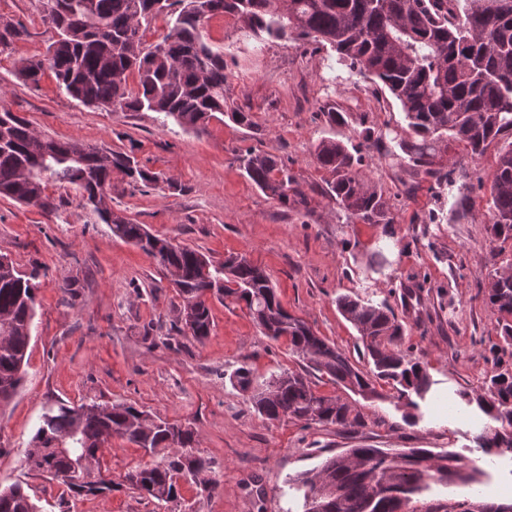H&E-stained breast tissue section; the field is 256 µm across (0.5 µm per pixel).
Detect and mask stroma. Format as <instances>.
<instances>
[{"label": "stroma", "instance_id": "obj_1", "mask_svg": "<svg viewBox=\"0 0 512 512\" xmlns=\"http://www.w3.org/2000/svg\"><path fill=\"white\" fill-rule=\"evenodd\" d=\"M27 29L0 54V112H13L44 138L125 152L158 174V183L130 186L113 173L108 203L152 233L195 248L214 261L246 256L271 276L282 305L317 335L362 363V343L336 307L341 294L387 302L407 329L404 353L427 363L434 384L407 424L395 389L360 401L363 426L284 418L270 421L230 374L248 367L255 385L281 372L301 374L326 394L343 388L320 380L286 339L272 340L242 306L211 304L203 341L182 330L183 301L155 260L96 223L75 186L54 184L46 205L0 197V255L22 273H37L27 375L0 407V487L21 484L41 512H303L293 487L347 448L451 451L483 469L478 498L512 503V458L486 459L474 442L488 417L461 399L481 390L494 364L496 316L485 288L494 269L512 264V242L492 241L488 200L502 133L480 158L449 142L436 158L443 182L424 176L399 142L406 121L399 102L338 61L313 40L259 43L240 21L207 19L204 41L224 52L227 95L249 110L253 128L227 117L202 132L161 123L153 112L88 106L62 92L52 73L24 83L22 60L45 54L55 32L38 0H0V22ZM343 120L329 126L324 111ZM334 137L360 157V173L388 199L392 223L347 221L325 192L315 145ZM260 152L281 159L306 194L301 205L267 197L246 176L240 158ZM124 402L191 428L195 456L209 464L210 489L178 479L176 500L154 502L124 489L72 496L58 481L28 470L24 456L49 400ZM156 458L121 439L100 455L103 473L121 480Z\"/></svg>", "mask_w": 512, "mask_h": 512}]
</instances>
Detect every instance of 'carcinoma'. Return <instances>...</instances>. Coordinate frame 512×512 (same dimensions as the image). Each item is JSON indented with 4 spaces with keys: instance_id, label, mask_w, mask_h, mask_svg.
Masks as SVG:
<instances>
[{
    "instance_id": "cac0c4a2",
    "label": "carcinoma",
    "mask_w": 512,
    "mask_h": 512,
    "mask_svg": "<svg viewBox=\"0 0 512 512\" xmlns=\"http://www.w3.org/2000/svg\"><path fill=\"white\" fill-rule=\"evenodd\" d=\"M42 21L56 39L46 55L26 59L18 75L38 85L52 72L59 88L88 105L122 112H155L161 122L202 131L210 119L224 113L238 125L254 126L251 112L232 106L224 91L228 75L224 51L214 50L201 35L204 21L216 14L239 19L257 38L307 39L328 45L338 60L348 62L378 80L400 103L409 139L400 147L409 162L424 175L440 181L435 154L440 144L461 142L474 157L506 131H512V0H39ZM165 14L172 26L163 42L147 47L141 27ZM26 29L0 23V53ZM137 73L139 88L128 91L129 75ZM319 168L325 171L327 193L347 218L364 224H390V207L383 193L364 181L358 160L333 138L315 145ZM248 179L263 193L283 204L305 203L288 167L269 154L243 158ZM128 184L158 181L124 152L85 148L77 143L34 140L29 123L9 111L0 113V196L27 204H44L51 181L78 186L86 205L112 233L140 247L167 274L195 317L183 331L198 341L210 334L211 313L202 295L215 286L212 297L243 303L253 322L273 340L288 339L292 351L309 367L364 399L379 397L376 384L384 382L397 398L416 409L432 380L423 362L402 353L405 335L386 303L374 304L358 296L341 295L336 305L356 328L362 356L371 365L360 369L344 351L317 336L282 305L267 272L244 257L216 264L205 254L154 235L143 224L112 211L106 202L112 172ZM490 234L494 240H512V144L499 156L490 186ZM37 275H25L13 263L0 262V406L22 385L32 321L35 315ZM486 300L497 314L501 343L495 371L479 393L461 397L488 416L474 441L489 456L512 455V367L502 355L512 352V277L490 274ZM230 384L242 391L252 387L251 371L238 367ZM254 409L269 420L290 418L348 429L364 425L363 414L338 396L325 395L297 373L282 372L254 391ZM85 404L57 402L41 416L32 439L40 459L25 457L29 470L46 473L77 496L96 495L128 486L158 502L177 497L179 474L196 478L207 463L195 456L193 432L162 419L142 429L135 425L145 412L125 403H113L103 412H81ZM117 437L153 453L169 449L161 464H145L128 471L120 482L95 486L91 473L78 460L100 452L103 434ZM483 471L469 466L451 451L430 448H348L330 457L311 476L295 480L303 492V512H416L414 501L431 484L473 488ZM471 498L430 505L426 512H471ZM0 512H40L20 485L0 490Z\"/></svg>"
}]
</instances>
